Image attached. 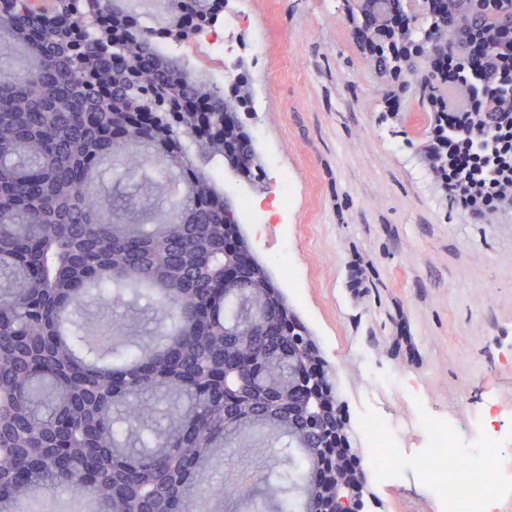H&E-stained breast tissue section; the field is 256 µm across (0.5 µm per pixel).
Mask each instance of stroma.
Returning a JSON list of instances; mask_svg holds the SVG:
<instances>
[{"label": "stroma", "instance_id": "stroma-1", "mask_svg": "<svg viewBox=\"0 0 512 512\" xmlns=\"http://www.w3.org/2000/svg\"><path fill=\"white\" fill-rule=\"evenodd\" d=\"M235 31L240 69L264 108L241 113L260 157L258 185L213 166L233 202L269 191L272 165L295 195L287 223L244 224L257 257L313 333L350 441L370 377L390 380L379 407L469 428L494 401L512 435V214L475 221L422 158L430 115L385 111L387 85L349 37L340 0H247ZM266 50L253 52L255 23ZM363 512H438L413 478L369 476Z\"/></svg>", "mask_w": 512, "mask_h": 512}]
</instances>
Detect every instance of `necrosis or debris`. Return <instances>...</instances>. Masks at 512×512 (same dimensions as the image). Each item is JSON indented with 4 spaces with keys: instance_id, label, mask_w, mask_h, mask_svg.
I'll return each instance as SVG.
<instances>
[{
    "instance_id": "obj_1",
    "label": "necrosis or debris",
    "mask_w": 512,
    "mask_h": 512,
    "mask_svg": "<svg viewBox=\"0 0 512 512\" xmlns=\"http://www.w3.org/2000/svg\"><path fill=\"white\" fill-rule=\"evenodd\" d=\"M241 21L238 14L225 15L222 27L205 28L185 46V53L214 61L217 79L235 80L234 46L227 33ZM414 423L425 433L426 445L410 457L399 444V423L372 412L363 415L362 426L373 449L370 463L381 481L408 470L420 473L440 512H494L499 499L512 492V487L497 482L495 461L501 446L496 431L479 425L466 433L452 421L427 415L416 416ZM452 448L457 451L453 458L448 455Z\"/></svg>"
}]
</instances>
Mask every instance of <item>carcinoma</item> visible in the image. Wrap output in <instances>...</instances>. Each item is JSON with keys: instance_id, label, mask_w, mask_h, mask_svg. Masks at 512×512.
I'll return each mask as SVG.
<instances>
[{"instance_id": "obj_1", "label": "carcinoma", "mask_w": 512, "mask_h": 512, "mask_svg": "<svg viewBox=\"0 0 512 512\" xmlns=\"http://www.w3.org/2000/svg\"><path fill=\"white\" fill-rule=\"evenodd\" d=\"M52 9L0 0V512H18L37 490L67 485L97 512H320L315 482L332 474L325 444L331 413L299 403L288 415L298 368L282 341L307 344L309 329L260 260L245 287L224 284V244L245 242L240 209L209 170L231 160L252 182L261 170L252 137L225 135L214 117L241 108L235 94L163 53L148 16L126 27L114 0H71ZM224 0H171L203 21ZM440 27L453 78L430 66L422 28L391 21L403 0H347L357 27L383 32L361 46L368 67L402 93L429 99L437 179L458 167L462 147L485 150L512 130V0H446ZM120 43L101 51L100 28ZM144 198L104 216L96 188L105 163ZM497 204L473 196L480 220L506 211L512 178L489 169ZM130 296L158 315L149 343L128 325L81 318L93 301ZM265 310L274 336H255ZM270 454V486L210 483L230 449Z\"/></svg>"}]
</instances>
